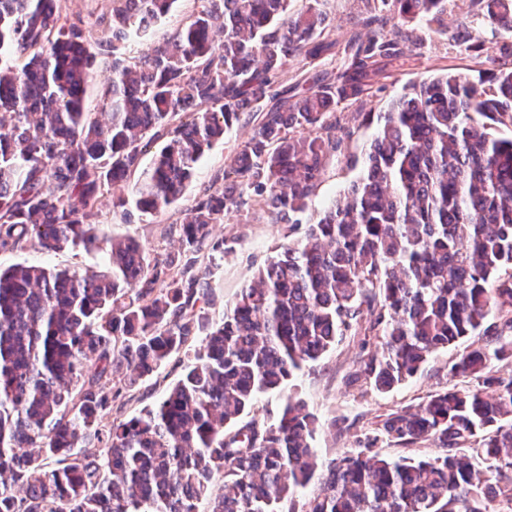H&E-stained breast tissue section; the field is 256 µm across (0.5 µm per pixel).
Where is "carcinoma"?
I'll return each instance as SVG.
<instances>
[{
    "mask_svg": "<svg viewBox=\"0 0 512 512\" xmlns=\"http://www.w3.org/2000/svg\"><path fill=\"white\" fill-rule=\"evenodd\" d=\"M109 2L85 26L60 0H0V252L81 245L109 257L100 272L0 268V512H296L313 481L302 512H512V375L497 374L512 368V139L490 132L512 124V67L488 54L482 80L441 68L409 85L361 181L213 323L211 264L236 239L212 225L254 197L298 223L345 109L421 49L409 25L438 21L448 0H381L341 68L281 89L289 60L335 53L317 0H201L132 60L126 47L178 0ZM471 4L512 31V0ZM99 58L112 81L92 112ZM243 119L253 135L214 177L224 188L182 210V252L150 260L131 239L98 237L106 204L127 212L113 187L138 175L140 212L178 204L202 155ZM358 335L351 384L389 392L465 340L449 373L466 386L377 416L359 447L327 460L304 402L288 399L273 424L251 415L260 395ZM196 338L155 404L101 423ZM384 442L404 453H381ZM424 442L437 454L412 456Z\"/></svg>",
    "mask_w": 512,
    "mask_h": 512,
    "instance_id": "obj_1",
    "label": "carcinoma"
}]
</instances>
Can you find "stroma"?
Here are the masks:
<instances>
[{
    "label": "stroma",
    "mask_w": 512,
    "mask_h": 512,
    "mask_svg": "<svg viewBox=\"0 0 512 512\" xmlns=\"http://www.w3.org/2000/svg\"><path fill=\"white\" fill-rule=\"evenodd\" d=\"M337 43H344L357 19L370 11V0H321ZM467 25L474 44L499 58L505 65L512 64V33L498 31L475 15L470 0H448L440 28H421L423 47L420 55L401 59L396 63L394 76L377 92L368 104V118L349 122L346 130L338 134V148L330 157L326 173L300 213L299 227L275 222L264 203H253L245 214L230 213L223 222L215 224L213 233L218 237L235 238L232 251L225 253L222 261L213 268L210 296V314L213 321H220L229 310L240 289L250 283L257 272L280 252L288 241L300 238L306 225L318 220L336 200L345 198L349 187L357 181L364 168V161L371 143L378 133L381 118L390 102L400 95L405 86L432 76L436 69L448 65L460 72L478 69L474 52L458 45L453 34L458 25ZM252 134L246 123L233 126L222 143L216 144L197 164L192 181L184 195L192 200L200 188L210 184L214 174L222 170L228 156L237 145ZM180 213L170 207L157 214L133 212L131 218L104 207L97 219L101 238H131L151 255L165 257L181 251ZM17 263L39 264L51 269L77 271L104 270L107 257L83 247H71L58 253H45L28 247L12 253H0V266L7 268ZM360 352L358 338L349 336L340 341L311 368L304 370L289 382L286 390L261 396L256 404L259 417L276 422L288 397L303 400L308 410L324 423L317 433L314 445L322 458H331L343 450L357 447L358 441L375 415L391 409L414 407L433 391L452 387L455 383L448 373V363L455 357L456 348L433 354L424 369L412 379L387 394H380L369 387L350 385L345 381ZM179 357H172L155 375L140 386L135 399L114 405L104 417L105 422L127 420L139 410L156 402L180 377Z\"/></svg>",
    "instance_id": "1"
}]
</instances>
